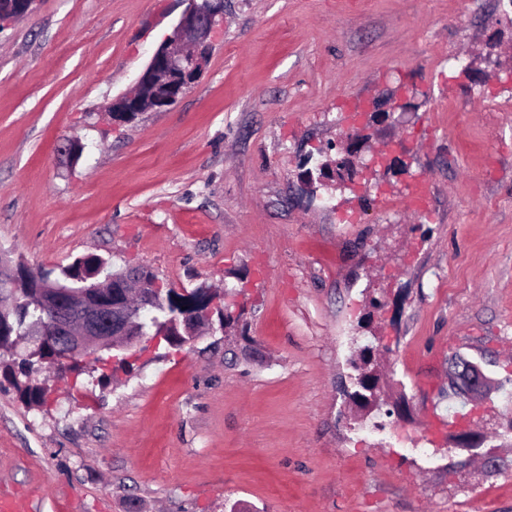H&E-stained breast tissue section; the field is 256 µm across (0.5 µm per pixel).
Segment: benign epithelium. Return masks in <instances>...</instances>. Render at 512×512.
Here are the masks:
<instances>
[{
    "label": "benign epithelium",
    "mask_w": 512,
    "mask_h": 512,
    "mask_svg": "<svg viewBox=\"0 0 512 512\" xmlns=\"http://www.w3.org/2000/svg\"><path fill=\"white\" fill-rule=\"evenodd\" d=\"M35 2L0 0V23L31 13ZM223 20L224 0H188L173 34L154 51L139 75L136 90L113 100L108 106L111 120L125 123L130 116L160 112L174 106L204 72L212 49L211 35ZM73 308L84 317L86 328L79 336L67 337V346L72 353L98 349L109 340L113 349L123 352L128 360L133 361L148 352L149 346L157 347L169 342L163 332L130 338L119 334L109 339L98 335L96 319L110 317L114 312L125 318L127 328L135 329L136 312L118 298H112V303L106 305L81 291L75 293ZM479 401L478 397L471 399V408L455 416L452 428L456 444L468 447L483 444L482 433L474 428L475 418L481 410Z\"/></svg>",
    "instance_id": "benign-epithelium-1"
}]
</instances>
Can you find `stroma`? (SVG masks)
<instances>
[{"label":"stroma","instance_id":"35a3bbf8","mask_svg":"<svg viewBox=\"0 0 512 512\" xmlns=\"http://www.w3.org/2000/svg\"><path fill=\"white\" fill-rule=\"evenodd\" d=\"M186 6L38 0L0 25V255L95 253L238 316L106 386L42 370L40 409L0 386V492L36 512H512V0H224L191 91L112 123ZM390 97L387 133L356 124ZM351 135L399 164L303 177ZM376 336L405 416L349 400ZM456 357L500 385L472 450L448 437Z\"/></svg>","mask_w":512,"mask_h":512}]
</instances>
